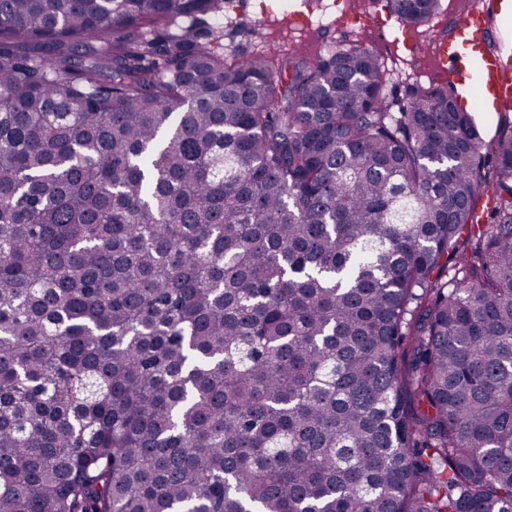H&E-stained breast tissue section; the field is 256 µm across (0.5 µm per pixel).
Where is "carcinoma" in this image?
I'll return each instance as SVG.
<instances>
[{
	"label": "carcinoma",
	"mask_w": 512,
	"mask_h": 512,
	"mask_svg": "<svg viewBox=\"0 0 512 512\" xmlns=\"http://www.w3.org/2000/svg\"><path fill=\"white\" fill-rule=\"evenodd\" d=\"M229 5L0 0V512H512V133Z\"/></svg>",
	"instance_id": "1"
}]
</instances>
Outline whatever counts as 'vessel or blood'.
Listing matches in <instances>:
<instances>
[{"mask_svg": "<svg viewBox=\"0 0 512 512\" xmlns=\"http://www.w3.org/2000/svg\"><path fill=\"white\" fill-rule=\"evenodd\" d=\"M438 49L447 62L468 58L464 75L476 81L489 107L496 110L512 107V59L487 50L482 14L473 13L459 19L453 40L439 42Z\"/></svg>", "mask_w": 512, "mask_h": 512, "instance_id": "b4317fda", "label": "vessel or blood"}]
</instances>
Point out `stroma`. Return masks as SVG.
Listing matches in <instances>:
<instances>
[{
  "label": "stroma",
  "mask_w": 512,
  "mask_h": 512,
  "mask_svg": "<svg viewBox=\"0 0 512 512\" xmlns=\"http://www.w3.org/2000/svg\"><path fill=\"white\" fill-rule=\"evenodd\" d=\"M459 16L458 0H441L438 14L419 28L400 25L384 0H232L220 23L229 57L264 53L285 59L361 42L383 63L392 97L410 83L441 82L435 47L452 38ZM462 93L486 143L512 131V111L484 106L475 87H463Z\"/></svg>",
  "instance_id": "stroma-1"
}]
</instances>
